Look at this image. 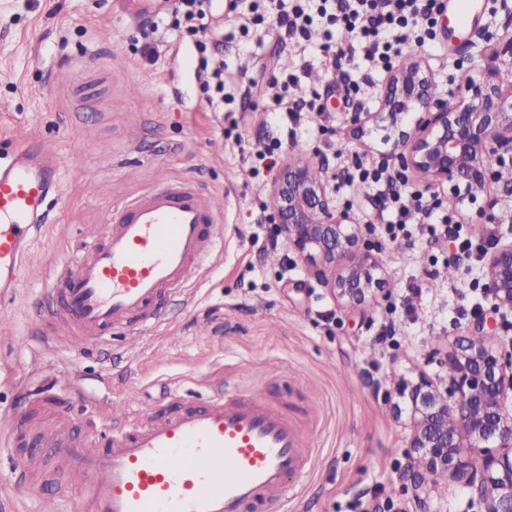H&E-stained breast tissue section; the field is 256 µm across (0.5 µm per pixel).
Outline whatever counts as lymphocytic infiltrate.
I'll use <instances>...</instances> for the list:
<instances>
[{"label":"lymphocytic infiltrate","mask_w":512,"mask_h":512,"mask_svg":"<svg viewBox=\"0 0 512 512\" xmlns=\"http://www.w3.org/2000/svg\"><path fill=\"white\" fill-rule=\"evenodd\" d=\"M436 0H266V9L287 37H307L313 21L327 28H344L352 40L347 44L326 45L330 67L352 61L356 50H364L373 67H387L409 42L421 41L435 25ZM361 180H372L378 201L394 215L387 224L390 239L412 236L417 224H434L438 218L432 203L411 193L394 178H383L381 171L361 170Z\"/></svg>","instance_id":"obj_1"}]
</instances>
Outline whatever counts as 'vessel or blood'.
<instances>
[{"label":"vessel or blood","mask_w":512,"mask_h":512,"mask_svg":"<svg viewBox=\"0 0 512 512\" xmlns=\"http://www.w3.org/2000/svg\"><path fill=\"white\" fill-rule=\"evenodd\" d=\"M61 165L23 139L0 160V305L30 279L28 253L58 197ZM217 209L188 181L158 185L116 208L99 236L72 262L46 275L76 345L110 331L142 338L163 317L166 298L181 291L219 243ZM109 433L73 434L42 427L63 462L40 512H264L282 500L290 476L310 472V434L253 395H214L202 404L142 416L123 407Z\"/></svg>","instance_id":"obj_1"}]
</instances>
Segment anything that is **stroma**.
Listing matches in <instances>:
<instances>
[{
  "label": "stroma",
  "instance_id": "1",
  "mask_svg": "<svg viewBox=\"0 0 512 512\" xmlns=\"http://www.w3.org/2000/svg\"><path fill=\"white\" fill-rule=\"evenodd\" d=\"M475 3L470 23L452 29L448 0H437L434 36L416 48L444 84L470 74L484 31L505 23L499 0ZM203 37L224 41L212 60L232 97L224 112L206 102L194 42L159 30L157 60L148 63L138 22L113 0H0V156L14 153L22 131L62 164L60 195L30 263L44 270L72 260L115 207L169 180L215 196L222 234L197 279L166 300L163 321L136 345L116 332L75 349L59 306L37 283L0 312V362L12 373L0 383V436L13 431L23 441L0 446V506L39 512L41 491L61 477V460L33 428L38 418L55 414L78 432L108 426L117 407L147 412L177 388L193 403L219 389L255 394L306 426L315 466L289 479L287 509L270 512H416L415 491L400 477L410 429L394 411L395 387L421 374L442 383L449 341L473 311L490 310L482 267L449 270L457 249L447 238L391 241L390 210L346 179L382 160L383 130L354 136L349 117L377 110L388 71L359 54L349 67L354 82L344 85L324 63L318 24L308 39H290L272 21L229 13ZM283 72L298 75L314 111L293 117L276 106L268 81ZM277 138V166L302 150L332 179L337 208L369 225L385 296L343 307L280 239L269 194L275 174H252L248 153ZM407 187L438 203L474 243L512 235V199L498 223L486 224L479 205L455 210L449 186L426 187L412 173ZM35 309L55 320L53 353L41 351L49 330L33 320ZM19 464L31 467L22 495L12 491Z\"/></svg>",
  "mask_w": 512,
  "mask_h": 512
}]
</instances>
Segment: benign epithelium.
<instances>
[{
  "instance_id": "obj_1",
  "label": "benign epithelium",
  "mask_w": 512,
  "mask_h": 512,
  "mask_svg": "<svg viewBox=\"0 0 512 512\" xmlns=\"http://www.w3.org/2000/svg\"><path fill=\"white\" fill-rule=\"evenodd\" d=\"M501 7L508 24L501 33H487L493 49L475 64L479 77L448 90V101L434 99L422 61L411 60L390 73L377 111L349 118L357 134L369 123H385V159L431 185L451 184L455 205L484 199L487 224L498 220L500 196L512 195L500 170L512 159V85L503 79L512 70V6L501 0ZM271 199L279 233L338 301L357 307L384 290V269L362 225L336 208L328 181H314L308 170L290 164L274 179ZM482 270L492 308L511 313L512 240L498 239ZM493 330L477 314L465 325L467 334L449 343L441 360L451 370L445 389L423 374L398 388L397 413L411 422L404 472L416 489L418 512H437L428 483L442 474L467 490L478 512H512V343L498 339L478 347L468 336Z\"/></svg>"
}]
</instances>
